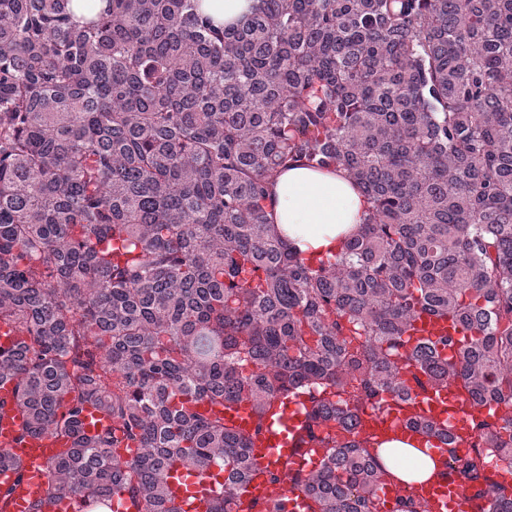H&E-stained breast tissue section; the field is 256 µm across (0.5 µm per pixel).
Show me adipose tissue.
Instances as JSON below:
<instances>
[{
	"label": "adipose tissue",
	"mask_w": 512,
	"mask_h": 512,
	"mask_svg": "<svg viewBox=\"0 0 512 512\" xmlns=\"http://www.w3.org/2000/svg\"><path fill=\"white\" fill-rule=\"evenodd\" d=\"M268 192L270 220L312 264L339 256L368 215L364 195L341 171L294 166L279 173ZM379 457L394 479L406 483L429 481L438 467L428 444L400 434L380 438Z\"/></svg>",
	"instance_id": "adipose-tissue-1"
}]
</instances>
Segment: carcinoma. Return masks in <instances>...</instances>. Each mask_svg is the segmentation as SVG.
<instances>
[{"label":"carcinoma","instance_id":"cac0c4a2","mask_svg":"<svg viewBox=\"0 0 512 512\" xmlns=\"http://www.w3.org/2000/svg\"><path fill=\"white\" fill-rule=\"evenodd\" d=\"M297 164L344 170L369 203L313 267L268 219ZM421 313L471 332L409 346ZM0 348L25 418L16 440L68 447L39 503L73 512H236L276 402L306 397L315 469L265 466L309 512H379L391 478L360 415L459 381L463 483L512 512L484 472L512 467V0H254L219 30L198 0H0ZM254 367L249 373L246 366ZM247 401L243 433L224 409ZM137 445L125 459L119 448ZM0 512L25 473L0 449ZM394 512H429L401 487Z\"/></svg>","mask_w":512,"mask_h":512}]
</instances>
